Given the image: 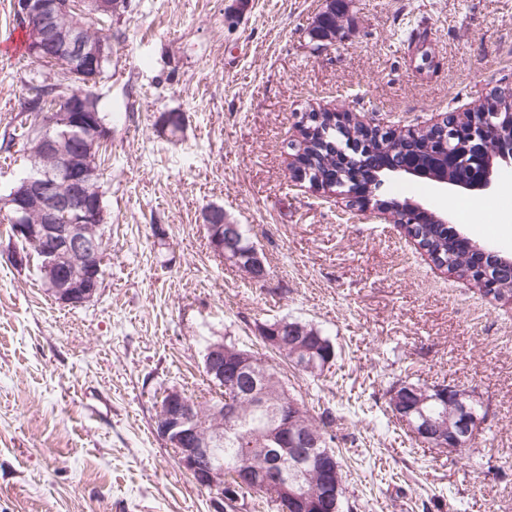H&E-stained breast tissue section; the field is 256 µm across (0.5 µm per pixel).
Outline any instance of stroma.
<instances>
[{
	"label": "stroma",
	"mask_w": 512,
	"mask_h": 512,
	"mask_svg": "<svg viewBox=\"0 0 512 512\" xmlns=\"http://www.w3.org/2000/svg\"><path fill=\"white\" fill-rule=\"evenodd\" d=\"M14 0H0V197L29 168L5 140L28 81ZM341 7L335 38L310 30ZM431 34L406 41L420 20ZM94 88L108 249L85 306L3 251L0 512H225L155 431L162 392L200 403L208 341L263 352L281 317L330 336L333 374L286 365L326 426L349 512H512V305L437 266L391 213L361 211L289 171L301 113L346 109L404 134L512 92V0H119ZM181 116L171 129L167 113ZM242 225L268 276L209 245L205 213ZM398 380L469 391L473 445L428 447L388 410Z\"/></svg>",
	"instance_id": "stroma-1"
}]
</instances>
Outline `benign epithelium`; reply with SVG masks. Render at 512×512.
Returning a JSON list of instances; mask_svg holds the SVG:
<instances>
[{
  "mask_svg": "<svg viewBox=\"0 0 512 512\" xmlns=\"http://www.w3.org/2000/svg\"><path fill=\"white\" fill-rule=\"evenodd\" d=\"M113 0H15L18 15L33 32L34 52L51 58L67 73L87 86L97 84L103 63L112 58V41L87 32V21L112 14ZM499 95L477 112L455 126L453 155L433 141L429 144V161L411 166L397 179H427L443 189L460 188L483 193L500 189L512 182V134L497 138L493 149L490 137L505 127L512 131V112L498 111ZM107 137L104 122L90 107V100L67 97L62 104L45 115L34 146L25 149L31 169L17 182L10 195L0 200V208L10 217L11 246L8 256L18 266L27 262L18 242L34 246L47 244L41 254L42 273L49 292L65 305L78 307L91 302L102 287L100 256L103 236L99 231L106 221L88 145ZM299 182L307 181L316 191L350 198L363 210L381 213L399 211L395 222L415 223L421 215L437 224H449L446 214H438L423 204L406 198L382 199L385 182L364 181L356 170L338 166L325 180L306 158L293 167ZM234 227L207 225L212 251L224 258V240L233 236ZM468 258L475 263L473 271L484 288H495L489 276L493 267H512V255L465 239ZM254 282L267 277V269L259 255L244 267ZM281 329L269 325L260 328L265 344L279 351L283 342ZM298 367L318 370L329 364L304 343L295 351ZM207 377L224 387V403L214 406L210 417L214 424L207 428L196 413V404L178 387L169 388L156 417L157 433L166 446L173 449L181 467L197 485L224 502L239 500L245 487L261 490V494L288 505V512H340L339 467L336 457L320 445L323 437L300 412L295 400H279V414L272 421L268 436L276 444L277 462L288 461L292 477L280 468L258 469L242 466L228 475L224 464L217 461V447L224 442V422H232L240 401L245 398L266 400L263 382L253 374L252 355L231 349L223 339L210 343L203 358ZM430 401L448 403V411L437 416L427 414L422 406ZM393 414L419 440L432 448L460 453L472 446L480 416L474 411L471 396L456 386L433 389L396 383L388 391Z\"/></svg>",
  "mask_w": 512,
  "mask_h": 512,
  "instance_id": "7a95c632",
  "label": "benign epithelium"
}]
</instances>
